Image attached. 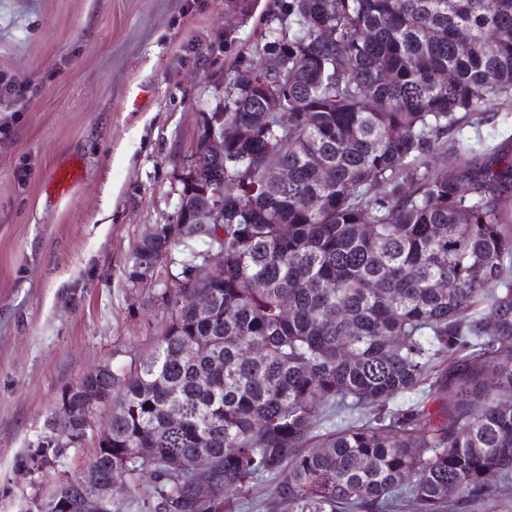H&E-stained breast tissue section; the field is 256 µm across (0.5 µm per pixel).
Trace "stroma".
<instances>
[{"label":"stroma","instance_id":"obj_1","mask_svg":"<svg viewBox=\"0 0 512 512\" xmlns=\"http://www.w3.org/2000/svg\"><path fill=\"white\" fill-rule=\"evenodd\" d=\"M275 0H0V512L79 476L93 442L26 474L62 391L148 355L159 286L129 278L143 232L176 221L173 177L224 109ZM78 178L58 192L51 177Z\"/></svg>","mask_w":512,"mask_h":512}]
</instances>
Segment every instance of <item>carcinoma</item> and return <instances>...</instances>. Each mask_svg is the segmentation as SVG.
I'll return each mask as SVG.
<instances>
[{
    "mask_svg": "<svg viewBox=\"0 0 512 512\" xmlns=\"http://www.w3.org/2000/svg\"><path fill=\"white\" fill-rule=\"evenodd\" d=\"M260 35L199 130L227 131L224 156L197 146L223 223L156 224L131 254L130 278L175 279L153 351L63 390L68 418L20 459L91 437L83 387L112 405L46 512L113 471L134 495L106 512H463L512 489V135L460 138L512 112V0H280ZM507 125L504 123V112L494 119H490L477 128L467 127L463 131V138L475 148L501 143L507 137Z\"/></svg>",
    "mask_w": 512,
    "mask_h": 512,
    "instance_id": "obj_1",
    "label": "carcinoma"
}]
</instances>
